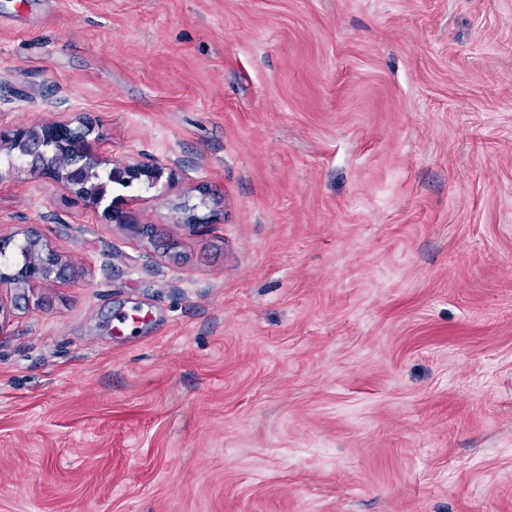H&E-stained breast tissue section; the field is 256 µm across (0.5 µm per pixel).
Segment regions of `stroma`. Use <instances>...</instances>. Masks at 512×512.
<instances>
[{
	"instance_id": "35a3bbf8",
	"label": "stroma",
	"mask_w": 512,
	"mask_h": 512,
	"mask_svg": "<svg viewBox=\"0 0 512 512\" xmlns=\"http://www.w3.org/2000/svg\"><path fill=\"white\" fill-rule=\"evenodd\" d=\"M0 12V512H512V0ZM63 125L58 123H46L41 124L40 126L27 128V129H19L16 130L15 133H13V140L15 141V144L18 148H21L24 152L27 151L29 144L32 141L37 140L38 142L41 140L44 141L46 138H53L57 135L63 134ZM42 128V129H41ZM41 129L40 132H36L37 130ZM33 130V131H30ZM80 137L72 134L71 132L67 135V137H62L60 141H55L52 145H48L46 148L40 144L39 151L32 155L27 153L26 155L33 157V164L36 165H46V166H57L63 160L65 166H61L62 168H66L68 166L75 167L79 165L80 155H79V147L77 146V142ZM81 167L83 168L82 178L84 179L87 190L92 192L94 195L99 196L102 201H106L107 197L112 195L114 188H128L131 186L132 180H128V184H125L124 180L126 179L113 177L112 170H109L104 176H101L98 172L93 171V168L90 166L81 165ZM102 184H106L107 186L106 194H103L100 189H95ZM53 266L47 267L38 262L28 263L17 269L13 273H4L0 271V281H9L15 285V288H32L49 277L53 272Z\"/></svg>"
}]
</instances>
